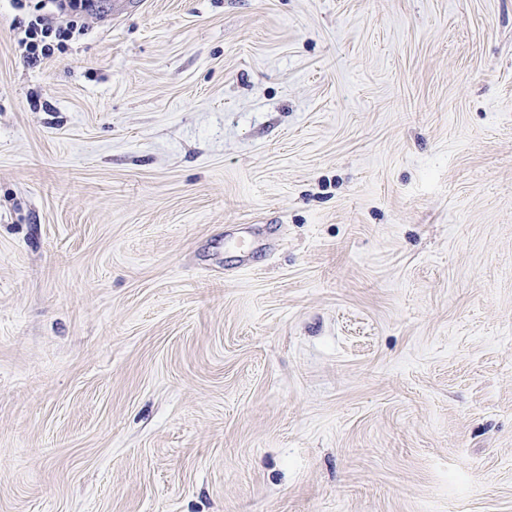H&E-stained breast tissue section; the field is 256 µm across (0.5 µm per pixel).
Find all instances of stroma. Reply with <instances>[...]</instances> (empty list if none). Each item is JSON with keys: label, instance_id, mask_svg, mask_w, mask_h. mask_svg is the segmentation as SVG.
Here are the masks:
<instances>
[{"label": "stroma", "instance_id": "obj_1", "mask_svg": "<svg viewBox=\"0 0 512 512\" xmlns=\"http://www.w3.org/2000/svg\"><path fill=\"white\" fill-rule=\"evenodd\" d=\"M0 0V512H512V0ZM21 33L23 36L19 38L18 43L23 50V57L26 62L35 64L41 60L48 59L54 55V45L51 39L63 41L71 33L61 28L54 31V29L47 23L44 15H37L32 17ZM62 37V39H61ZM50 39V40H49Z\"/></svg>", "mask_w": 512, "mask_h": 512}]
</instances>
